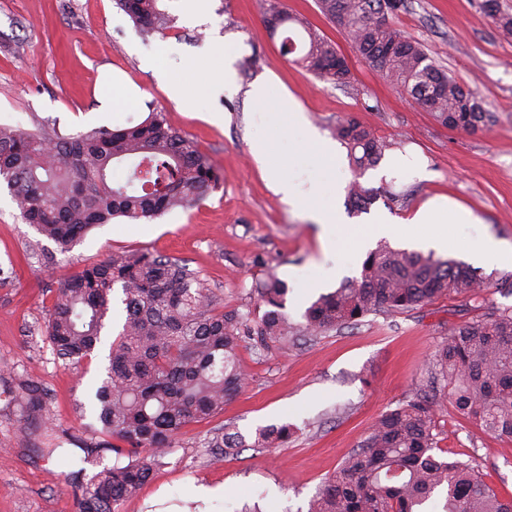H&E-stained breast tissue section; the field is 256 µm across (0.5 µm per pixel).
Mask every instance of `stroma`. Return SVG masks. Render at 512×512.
Here are the masks:
<instances>
[{"label": "stroma", "mask_w": 512, "mask_h": 512, "mask_svg": "<svg viewBox=\"0 0 512 512\" xmlns=\"http://www.w3.org/2000/svg\"><path fill=\"white\" fill-rule=\"evenodd\" d=\"M258 2L208 0L199 24L189 17L187 0H159L171 26L146 40L115 0H0V124L30 130L35 117L50 116L68 132L123 127L162 111L221 175L219 188L203 200L150 220L115 219L64 254L23 223L0 185V512H75L69 460L106 445V436L75 411L103 371L104 353L68 365L45 335L65 276L115 250L166 255L199 272L225 311L245 314L256 308L254 288L269 264L288 286V319L299 324L319 294L359 275L360 264H346L340 251L327 248L319 225L289 209L253 163L252 140L270 133L245 94L255 80L276 76L327 137H334L337 121L353 116L392 151L423 158L427 174L420 179L378 181L366 171L362 184L380 195L348 222L377 214L396 222L446 196L479 218L465 226L466 239L489 233L512 244V39L486 13L484 0H410L395 20L492 113L490 125L470 134L441 126L382 79L317 0H284L289 13L348 60V83L315 77L282 55ZM228 52L238 66L236 84L213 90L206 76L223 70ZM106 70L125 75L140 95L102 118L95 97ZM173 80L184 83L186 102L170 98ZM297 268L312 269L319 287L306 288L293 275ZM475 314L471 303L447 297L408 313L370 315L285 350L261 353L240 343L245 385L218 415L185 427L150 482L118 512H241L253 505L262 512H308L311 497L371 425L412 396L449 325ZM31 389L42 408L26 413L19 402ZM228 422L249 439L269 425H290L294 434L277 448L207 453L204 442ZM436 425L439 456L473 459L498 495L512 497V438L484 432L451 406L437 414Z\"/></svg>", "instance_id": "35a3bbf8"}]
</instances>
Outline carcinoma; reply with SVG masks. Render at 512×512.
Listing matches in <instances>:
<instances>
[{
	"instance_id": "1",
	"label": "carcinoma",
	"mask_w": 512,
	"mask_h": 512,
	"mask_svg": "<svg viewBox=\"0 0 512 512\" xmlns=\"http://www.w3.org/2000/svg\"><path fill=\"white\" fill-rule=\"evenodd\" d=\"M119 9L151 36L168 19L158 0H116ZM342 26L360 56L441 125L474 132L492 115L474 93L429 58L424 46L391 22L407 0H318ZM484 6L501 32L512 37V14L498 0ZM267 16L286 24L284 55L325 80L345 84V57L277 0H264ZM36 129L0 125V180L20 216L62 252L99 224L116 218L153 219L199 201L218 188L220 176L196 142L173 128L163 112L139 123L62 135L56 123L35 120ZM336 138L349 152L354 179L348 204L366 209L376 191L361 175L379 164L387 144L353 117L336 125ZM486 288L477 269L454 258L396 249L386 243L371 251L360 277L322 294L294 326L283 313L287 288L270 268L257 288L262 314L242 317L216 306L212 289L179 259L140 251H114L60 281L49 310L46 336L58 358L78 365L92 357L115 302L123 320L110 343L105 377L76 405L91 411L99 432L116 440L114 461L100 456L98 471L71 485L78 512H117V506L150 478L187 425L215 417L244 384L236 349L248 340L265 352L285 349L300 336H314L368 315L405 313L442 296L477 301ZM416 396L383 414L371 432L324 482L309 512H427L441 499L440 512H512L471 461L435 454L437 411L451 404L485 432L512 437V307L485 304L476 318L448 328L446 337L415 383ZM291 427L255 432L254 448L288 442ZM224 455L245 447L234 427L209 443Z\"/></svg>"
}]
</instances>
